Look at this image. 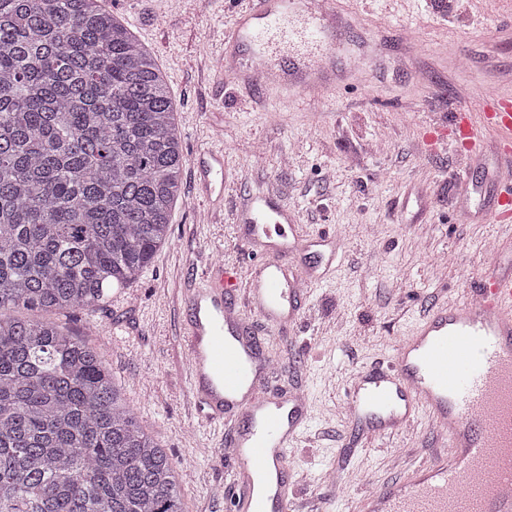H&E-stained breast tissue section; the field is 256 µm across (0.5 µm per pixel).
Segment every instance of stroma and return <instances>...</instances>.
<instances>
[{
	"instance_id": "35a3bbf8",
	"label": "stroma",
	"mask_w": 512,
	"mask_h": 512,
	"mask_svg": "<svg viewBox=\"0 0 512 512\" xmlns=\"http://www.w3.org/2000/svg\"><path fill=\"white\" fill-rule=\"evenodd\" d=\"M153 53L168 83L185 159L224 150V207L196 195L182 173L170 240L119 295L88 312L49 318L100 348L141 425L182 477L188 512H232L230 462L216 454L223 424L206 421L189 395L183 348L185 298L208 266L247 277L255 250L237 237L236 207L271 190L296 214L303 236L334 235L345 254L310 285L302 323L266 337L276 389L298 388L311 406L313 446L292 449L296 490L316 512H357L381 490L429 462L446 443L426 416L397 435L355 443L344 409L350 376L391 361L395 346L435 305L465 298L491 267L495 224L462 223L463 197L479 198L496 156L474 166L455 143L426 130L461 107L478 111L484 88L512 87V33L504 0H408L402 14L343 8L351 46L337 65L350 85L316 103L288 104L221 72L230 0H105Z\"/></svg>"
}]
</instances>
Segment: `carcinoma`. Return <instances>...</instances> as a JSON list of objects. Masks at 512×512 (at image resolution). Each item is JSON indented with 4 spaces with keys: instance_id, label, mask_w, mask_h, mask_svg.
Listing matches in <instances>:
<instances>
[{
    "instance_id": "cac0c4a2",
    "label": "carcinoma",
    "mask_w": 512,
    "mask_h": 512,
    "mask_svg": "<svg viewBox=\"0 0 512 512\" xmlns=\"http://www.w3.org/2000/svg\"><path fill=\"white\" fill-rule=\"evenodd\" d=\"M184 162L164 74L104 0H0V311L135 282ZM0 512H184L100 350L56 323L0 317Z\"/></svg>"
}]
</instances>
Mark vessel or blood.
<instances>
[{"label": "vessel or blood", "instance_id": "1", "mask_svg": "<svg viewBox=\"0 0 512 512\" xmlns=\"http://www.w3.org/2000/svg\"><path fill=\"white\" fill-rule=\"evenodd\" d=\"M344 20L334 0L300 11L295 0H245L224 31L223 70L243 86L280 90L289 103L315 102L345 81L334 64ZM456 140L480 161L486 139L499 154L495 191L472 213L477 223H512V92L483 99L479 113L450 120ZM198 193L224 205V152L193 158ZM234 221L250 243L295 224L274 192L251 195ZM311 252L333 265L340 247L327 234H289L273 258L252 267L247 282L216 266L186 300L183 346L189 392L228 433L219 454L233 461L235 512H297L288 462L309 422L304 393L268 388L267 335L296 326L316 269L289 258ZM350 420L365 439L390 436L426 415L450 452L363 499L359 512H512V254L495 260L468 299L435 306L395 349L389 366L353 373L345 388Z\"/></svg>", "mask_w": 512, "mask_h": 512}]
</instances>
